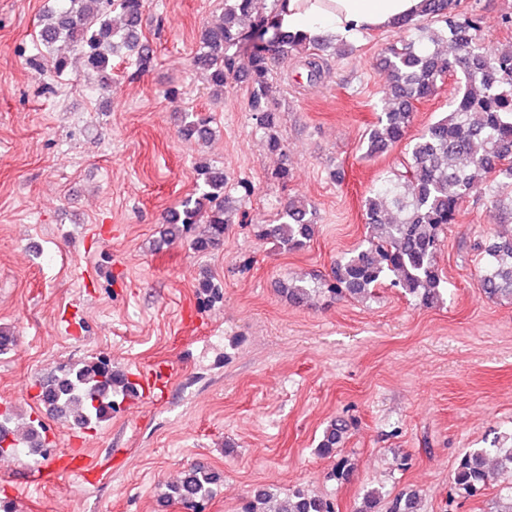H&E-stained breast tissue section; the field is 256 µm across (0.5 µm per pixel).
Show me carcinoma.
<instances>
[{
    "instance_id": "carcinoma-1",
    "label": "carcinoma",
    "mask_w": 512,
    "mask_h": 512,
    "mask_svg": "<svg viewBox=\"0 0 512 512\" xmlns=\"http://www.w3.org/2000/svg\"><path fill=\"white\" fill-rule=\"evenodd\" d=\"M262 0H224V14L207 23L200 35L194 66L204 70L216 93L245 71L252 79L250 111L267 131V147L283 150L275 134L278 103L269 94L274 64L288 57L305 59L308 76L317 82L322 65L316 52L324 38H307L281 29L279 0L268 11ZM144 0H55L40 17L37 70L67 71L73 59L100 75L104 89L112 87V58L146 56L140 31ZM267 29L270 43L252 44L246 66L235 48ZM406 32L385 48L386 73L380 113L367 132L366 154H383L406 143L410 160L384 176L365 197L367 233L355 250L336 259L328 277L313 284L288 283L284 291L294 304L314 297L366 298L382 285L417 298L426 306L443 299L449 289L438 264L443 236L456 223L463 201L472 193L492 192V207L500 224H512V49L486 45L476 10L462 11L459 0H423L421 15L398 26ZM449 75L459 76L457 94L448 113L412 136L415 103L430 97ZM180 135L206 142L212 136L209 118L187 115ZM197 194L183 199L164 217V239L184 240L195 226L205 230L191 239V248L207 253L220 246L229 227V195L224 171L203 163ZM314 207L290 198L273 224L255 225L260 239L283 251H299L315 235ZM484 267L480 286L489 298L512 300V233H496L477 244ZM39 399L56 419H75L95 428L116 407L137 396L128 373L106 365L98 355L60 370L39 383ZM15 409L0 413V457L21 452L20 435L32 436L29 450L43 452L42 424L26 419L25 430ZM349 424L331 422L315 452L332 456L343 443ZM507 475V486L489 501V512H512V444L497 441L473 448L459 460L453 484L463 497L475 496L494 475ZM224 476L192 465L167 485L162 498L186 512H205ZM413 492L391 496L366 491L356 512H418ZM241 512H336L333 499L297 488L282 501L270 489H259Z\"/></svg>"
}]
</instances>
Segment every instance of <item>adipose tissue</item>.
I'll return each mask as SVG.
<instances>
[{"mask_svg":"<svg viewBox=\"0 0 512 512\" xmlns=\"http://www.w3.org/2000/svg\"><path fill=\"white\" fill-rule=\"evenodd\" d=\"M422 0H281L283 30L310 38L351 39L374 29H388L420 15Z\"/></svg>","mask_w":512,"mask_h":512,"instance_id":"1","label":"adipose tissue"}]
</instances>
